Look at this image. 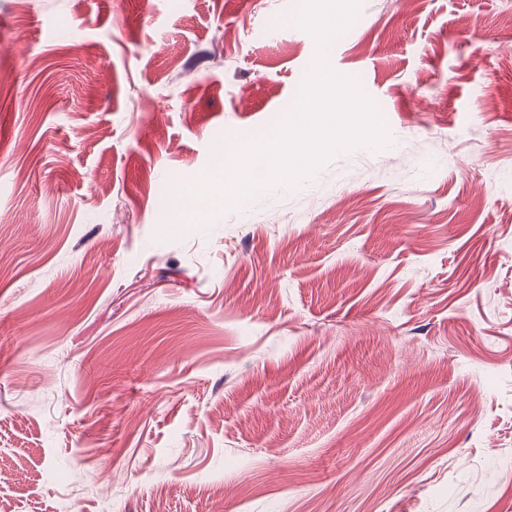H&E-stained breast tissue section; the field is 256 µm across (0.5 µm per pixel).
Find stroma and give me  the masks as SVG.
Here are the masks:
<instances>
[{"mask_svg":"<svg viewBox=\"0 0 512 512\" xmlns=\"http://www.w3.org/2000/svg\"><path fill=\"white\" fill-rule=\"evenodd\" d=\"M293 4L0 0L13 512H512V0H363L391 146L183 222L292 106Z\"/></svg>","mask_w":512,"mask_h":512,"instance_id":"stroma-1","label":"stroma"}]
</instances>
